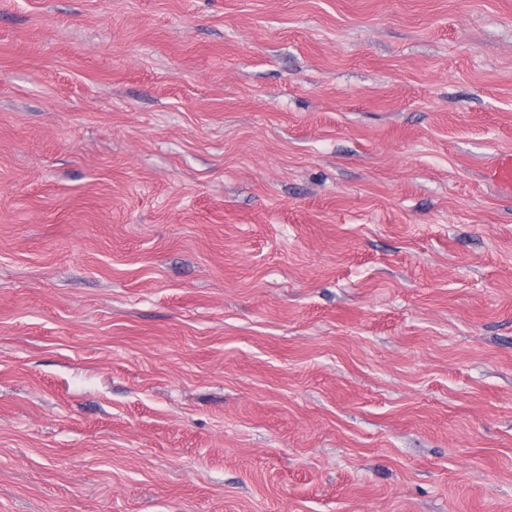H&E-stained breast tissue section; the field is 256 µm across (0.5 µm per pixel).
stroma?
<instances>
[{
    "mask_svg": "<svg viewBox=\"0 0 512 512\" xmlns=\"http://www.w3.org/2000/svg\"><path fill=\"white\" fill-rule=\"evenodd\" d=\"M512 0H0V512H512ZM486 180L503 195H512V153L499 154L486 169Z\"/></svg>",
    "mask_w": 512,
    "mask_h": 512,
    "instance_id": "obj_1",
    "label": "stroma"
}]
</instances>
